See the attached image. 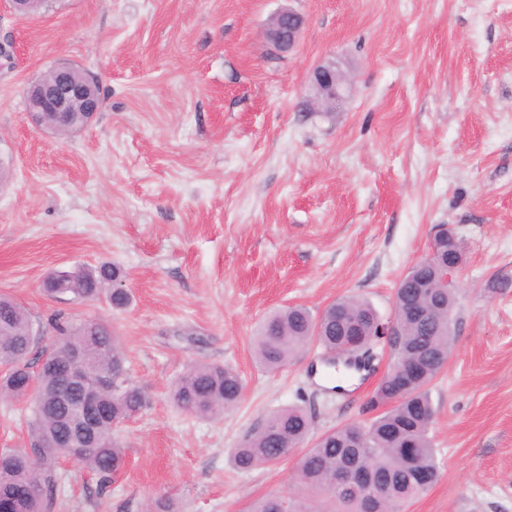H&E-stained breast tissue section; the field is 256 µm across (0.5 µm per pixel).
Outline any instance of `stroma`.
I'll return each mask as SVG.
<instances>
[{
  "label": "stroma",
  "mask_w": 512,
  "mask_h": 512,
  "mask_svg": "<svg viewBox=\"0 0 512 512\" xmlns=\"http://www.w3.org/2000/svg\"><path fill=\"white\" fill-rule=\"evenodd\" d=\"M295 48L266 40L282 7ZM0 294L33 321H106L147 407L113 430L126 469L107 487L62 464L63 512H246L296 496V459L241 471L232 453L297 405L315 433L365 421L390 366L342 391L306 347L255 364L270 313H317L347 295L388 320L409 268L450 225L466 261L452 354L430 386L440 477L404 512H512V0H54L22 20L0 9ZM335 61L343 101L313 104L308 76ZM68 62L99 80L103 107L61 138L25 107L30 84ZM110 262L133 300L56 301L52 271ZM242 377L222 420L169 402L189 366ZM303 25L302 17L286 8L274 14L268 25V43L279 52L291 51L299 38Z\"/></svg>",
  "instance_id": "1"
}]
</instances>
